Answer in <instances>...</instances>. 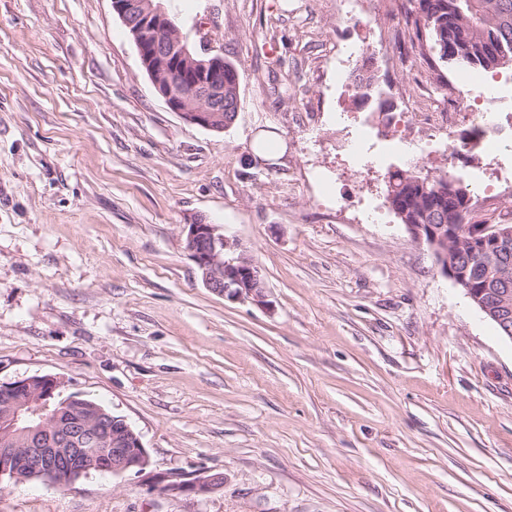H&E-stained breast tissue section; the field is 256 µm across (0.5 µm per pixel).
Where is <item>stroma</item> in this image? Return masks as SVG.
<instances>
[{"instance_id": "1", "label": "stroma", "mask_w": 512, "mask_h": 512, "mask_svg": "<svg viewBox=\"0 0 512 512\" xmlns=\"http://www.w3.org/2000/svg\"><path fill=\"white\" fill-rule=\"evenodd\" d=\"M165 5L237 69L224 131L169 109L111 0H0V384L60 378L151 461L66 488L2 478L0 512H512V343L394 213H362L449 111L458 67L409 0H376L389 40L365 45L361 105L336 61L367 31L339 0ZM361 132L388 152L363 177L341 148ZM491 171L474 217L512 224V166ZM196 215L253 257L271 308L205 288ZM201 474L223 487L160 492ZM377 70L375 68V58L372 55L367 56L362 65L355 70V89L356 99L362 104L368 100V87L377 79Z\"/></svg>"}]
</instances>
